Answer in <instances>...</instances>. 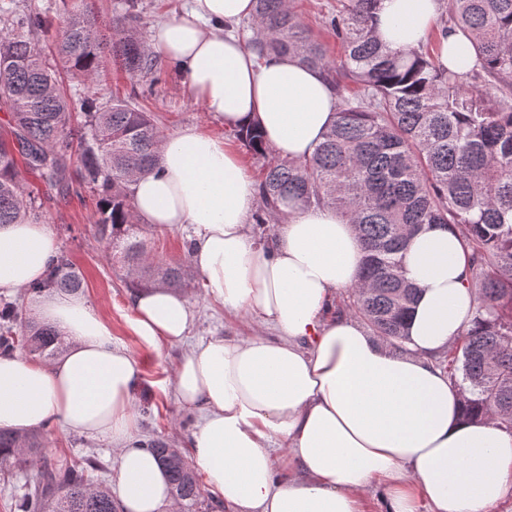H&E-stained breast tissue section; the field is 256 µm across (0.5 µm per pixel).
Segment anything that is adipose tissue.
Instances as JSON below:
<instances>
[{
  "label": "adipose tissue",
  "mask_w": 512,
  "mask_h": 512,
  "mask_svg": "<svg viewBox=\"0 0 512 512\" xmlns=\"http://www.w3.org/2000/svg\"><path fill=\"white\" fill-rule=\"evenodd\" d=\"M442 0H381L376 28L393 50L425 42ZM254 0H188L160 22L153 50L175 62L183 84L226 128H260L278 158L311 156L339 102L318 70L288 55L257 59L231 28ZM439 34L441 62L462 74L476 63L467 36ZM140 217L159 229L189 227L188 271L225 310L275 329L197 343L173 373V388L204 416L192 435L196 466L229 512H490L512 475V430L462 414V393L434 357L451 351L477 299L467 286L469 253L451 230L432 226L404 254L417 290L398 352L356 319L330 314L336 292L358 284L362 243L336 209L289 204L271 240L248 218L258 186L224 140L187 127L160 145V162L132 184ZM57 241L30 220L0 225V294L30 290L46 274ZM129 327L161 352L193 322L183 294L137 289ZM31 310L65 343L52 361L0 357V430L25 434L60 420L117 450L125 512H175L167 476L134 431L139 358L113 344L111 327L78 293L34 295ZM286 446L290 471L275 475Z\"/></svg>",
  "instance_id": "obj_1"
}]
</instances>
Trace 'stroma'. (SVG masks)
Instances as JSON below:
<instances>
[{
	"label": "stroma",
	"instance_id": "obj_1",
	"mask_svg": "<svg viewBox=\"0 0 512 512\" xmlns=\"http://www.w3.org/2000/svg\"><path fill=\"white\" fill-rule=\"evenodd\" d=\"M292 3L300 20L325 45L329 57H338L340 44L326 26L325 19L339 9L340 0H292ZM60 6L61 0H0V38L11 34V18L37 11L52 22L53 28L48 32L33 33L32 39L42 50L51 51L54 29L64 20ZM182 80L180 68L166 60L162 63L158 81L139 80L119 72L100 82L99 95L106 99L115 92L124 96L136 94L137 105L153 112L164 135L171 136L184 127L195 126L235 141V131L216 122L198 98L182 90ZM18 180L25 197L32 201V219L50 226L57 239L59 254L82 273L81 293L93 310L111 325L114 343L135 353L141 360L143 381L133 408L137 436L144 441L165 439L178 448L186 462H193L190 440L200 414L186 408L176 398L172 385L175 366L200 340L210 337L237 340L263 332V325L247 315L227 313L221 304L205 295L200 279L195 278L183 290L194 313V322L186 339L164 347L159 353L144 349L128 326L132 315V282L122 262L111 256L96 232L97 194L86 188L77 194L62 193L57 186L23 169L18 172ZM139 236L160 263L187 262V230L161 231L144 223L140 226ZM42 434L46 440L42 450L45 462L52 463L60 458L78 464L88 458L98 460L103 465L102 471L96 474L98 481L116 487V452L109 440L87 437L57 420L43 429Z\"/></svg>",
	"mask_w": 512,
	"mask_h": 512
}]
</instances>
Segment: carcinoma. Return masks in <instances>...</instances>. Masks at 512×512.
Listing matches in <instances>:
<instances>
[{"mask_svg": "<svg viewBox=\"0 0 512 512\" xmlns=\"http://www.w3.org/2000/svg\"><path fill=\"white\" fill-rule=\"evenodd\" d=\"M380 0H345L325 24L343 48L336 60L294 14L290 0H255L243 27L259 57H298L318 70L339 99L335 119L313 154L303 160H271L258 184L259 224H273L279 206L297 202L333 206L356 225L364 246L362 283L350 307L372 335L401 351L416 288L402 258L411 235L430 225L451 229L470 251L468 286L478 295L472 325L445 366L464 393V414L495 418L512 429V0H449L452 26L469 35L476 68L448 70L428 45L391 51L371 28ZM135 4L102 27L90 0H62L64 25L56 40L58 62L92 86L103 59L133 76L153 77L158 61L142 40ZM16 32L0 39V109L10 114L0 130V224L28 218L17 180L18 163L45 181L70 189L67 160L77 153L81 183L98 194L97 230L137 280L171 288L184 285L182 266H159L138 239L140 218L131 184L159 161L161 131L151 112L126 98L102 102L92 91L73 102L57 71L30 34L49 20L28 13ZM84 123L71 125L74 106ZM237 138L255 155L260 134ZM82 276L68 259L50 262L46 279L32 287L73 292ZM61 340L49 325L23 320L13 305L0 307V353L21 349L44 359ZM44 439L0 431V468L29 465ZM163 462L171 494L186 512L199 508L197 477L178 449L147 443ZM20 512H120L110 489L93 486L85 468L58 461L41 466Z\"/></svg>", "mask_w": 512, "mask_h": 512, "instance_id": "cac0c4a2", "label": "carcinoma"}]
</instances>
